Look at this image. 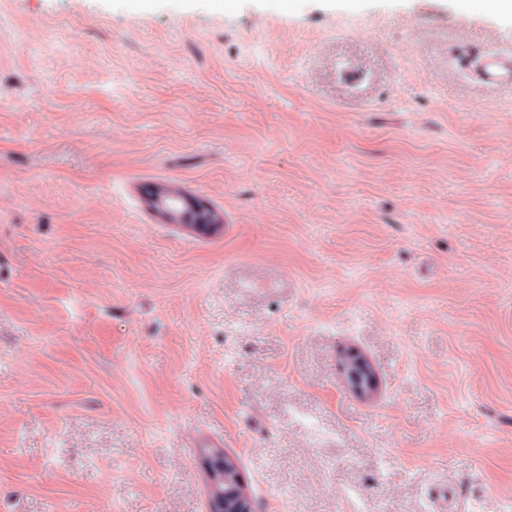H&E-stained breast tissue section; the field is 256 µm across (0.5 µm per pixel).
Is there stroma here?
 Returning a JSON list of instances; mask_svg holds the SVG:
<instances>
[{"mask_svg":"<svg viewBox=\"0 0 512 512\" xmlns=\"http://www.w3.org/2000/svg\"><path fill=\"white\" fill-rule=\"evenodd\" d=\"M464 44L512 20L0 0V512H206L203 441L257 512H512V86ZM465 64L470 73L480 82L488 85L507 84L512 86V52L468 53ZM187 201L191 205V212H186L182 215H179L175 212L162 208L160 213L168 221H173L179 217L183 223L210 224L207 228L193 225L195 228L204 231L215 230L220 227V224H223V215L217 210L213 209L207 203H202L198 200H193L190 198H187ZM345 372L351 384L356 388L357 394L362 395L363 391H369L374 387L375 380L372 371L368 363L360 356L354 353L347 356ZM363 377H365V382Z\"/></svg>","mask_w":512,"mask_h":512,"instance_id":"obj_1","label":"stroma"}]
</instances>
